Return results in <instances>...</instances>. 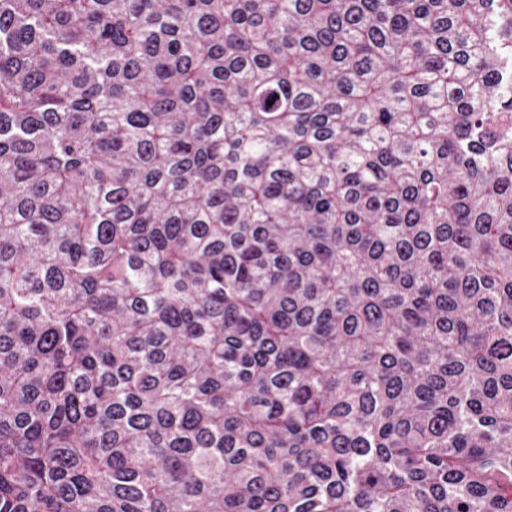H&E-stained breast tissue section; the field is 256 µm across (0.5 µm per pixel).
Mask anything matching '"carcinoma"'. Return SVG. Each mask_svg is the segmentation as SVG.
<instances>
[{
    "mask_svg": "<svg viewBox=\"0 0 512 512\" xmlns=\"http://www.w3.org/2000/svg\"><path fill=\"white\" fill-rule=\"evenodd\" d=\"M0 512H512V0H0Z\"/></svg>",
    "mask_w": 512,
    "mask_h": 512,
    "instance_id": "cac0c4a2",
    "label": "carcinoma"
}]
</instances>
